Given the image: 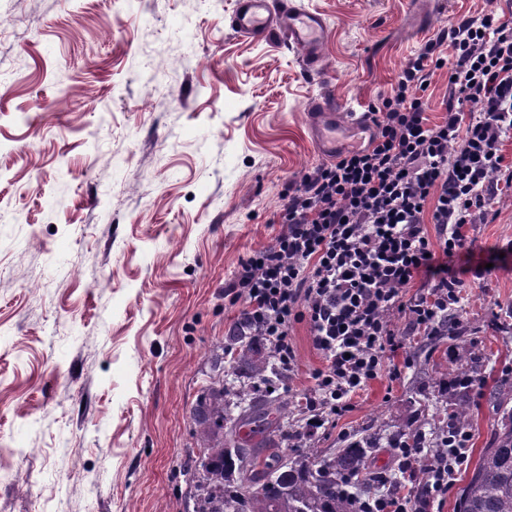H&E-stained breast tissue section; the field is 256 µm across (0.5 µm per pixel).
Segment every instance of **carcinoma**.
I'll return each mask as SVG.
<instances>
[{
  "instance_id": "carcinoma-1",
  "label": "carcinoma",
  "mask_w": 512,
  "mask_h": 512,
  "mask_svg": "<svg viewBox=\"0 0 512 512\" xmlns=\"http://www.w3.org/2000/svg\"><path fill=\"white\" fill-rule=\"evenodd\" d=\"M238 348L237 368L248 373L255 386H270L279 371L253 336L238 332L229 337ZM477 357L462 351L457 374L477 378ZM229 388L211 387L197 401L192 421L203 442L199 455L187 465L185 476L195 489L193 512H352L340 479L361 474L376 437L364 434L336 453L321 457L318 449H295L286 455L268 449L260 461L256 438L276 423L288 406L273 407L267 399L250 398L233 412L224 400ZM507 391L498 394L504 405L490 446L460 491L459 512H512V409ZM454 420L468 424L465 394L455 398ZM421 430L412 422L398 427L396 440L407 444L420 439Z\"/></svg>"
}]
</instances>
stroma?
<instances>
[{"instance_id": "obj_1", "label": "stroma", "mask_w": 512, "mask_h": 512, "mask_svg": "<svg viewBox=\"0 0 512 512\" xmlns=\"http://www.w3.org/2000/svg\"><path fill=\"white\" fill-rule=\"evenodd\" d=\"M327 23L329 93L363 112L448 20L512 0H294ZM235 0H0V512H192V421L234 372L224 285L268 244L288 180L321 164L307 124L319 94L301 53L230 29ZM479 284L456 335L411 338L312 447L377 433L369 472L394 466L406 420H447L445 373L484 358L468 392L467 462L512 389V195L468 225ZM280 382L287 448L321 359L290 329ZM398 379H390L393 369Z\"/></svg>"}]
</instances>
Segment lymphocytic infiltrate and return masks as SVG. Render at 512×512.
I'll list each match as a JSON object with an SVG mask.
<instances>
[{"instance_id":"obj_1","label":"lymphocytic infiltrate","mask_w":512,"mask_h":512,"mask_svg":"<svg viewBox=\"0 0 512 512\" xmlns=\"http://www.w3.org/2000/svg\"><path fill=\"white\" fill-rule=\"evenodd\" d=\"M447 69L444 116L430 122L425 92ZM366 146L293 177L274 216L280 231L240 259L224 289L283 371H294L293 323L309 327L323 364L311 378L298 440L334 425L351 397L383 371L406 339L457 326L470 249L465 226L512 190L501 147L512 138V19L451 18L410 57L391 93L370 107ZM408 316L396 327L391 313ZM471 436L454 428L428 470L421 445L394 448L397 469L354 512H432L453 487Z\"/></svg>"}]
</instances>
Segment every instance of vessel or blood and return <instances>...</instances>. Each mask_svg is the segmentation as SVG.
Here are the masks:
<instances>
[{"instance_id":"vessel-or-blood-1","label":"vessel or blood","mask_w":512,"mask_h":512,"mask_svg":"<svg viewBox=\"0 0 512 512\" xmlns=\"http://www.w3.org/2000/svg\"><path fill=\"white\" fill-rule=\"evenodd\" d=\"M231 27L239 35L256 40L275 33L281 35L289 46L302 51L308 72L315 80L329 81L330 74L320 57L327 34L321 15L297 9L289 0H235ZM308 121L318 154L329 158L337 154V128L346 124L353 132L361 133L370 123L368 117L323 98L313 99L309 104Z\"/></svg>"}]
</instances>
